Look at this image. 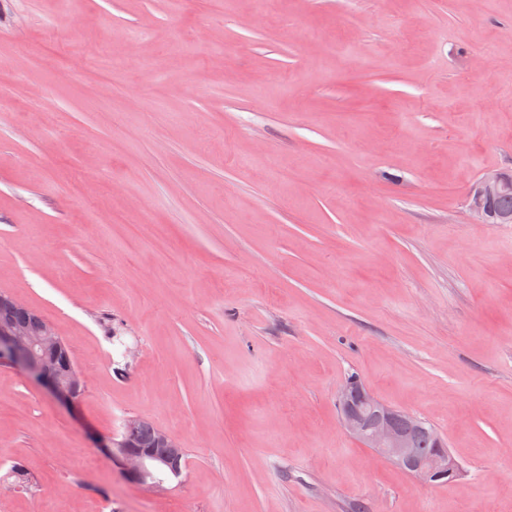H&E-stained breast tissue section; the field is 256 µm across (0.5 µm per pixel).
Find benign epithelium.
I'll use <instances>...</instances> for the list:
<instances>
[{"mask_svg": "<svg viewBox=\"0 0 512 512\" xmlns=\"http://www.w3.org/2000/svg\"><path fill=\"white\" fill-rule=\"evenodd\" d=\"M511 195V173H483L466 193L465 208L470 220L474 224H511L512 211L494 206L501 197ZM0 358L23 370L59 403L75 404L84 391L85 376L69 345L41 315L20 323L0 319ZM337 405L341 423L350 435L406 469L414 478L432 483L455 473L457 466L436 430H431V438L437 452L420 458L409 434L396 425V420L401 419L410 426H421L424 421L418 416L381 402L364 386L341 387ZM139 425L140 419H127L119 436L101 437L97 447L131 483L147 492H159L165 489V484L156 476L181 475L183 448L177 438L162 430L157 433L153 447L140 445ZM158 448L167 452L160 455L156 453Z\"/></svg>", "mask_w": 512, "mask_h": 512, "instance_id": "7a95c632", "label": "benign epithelium"}]
</instances>
